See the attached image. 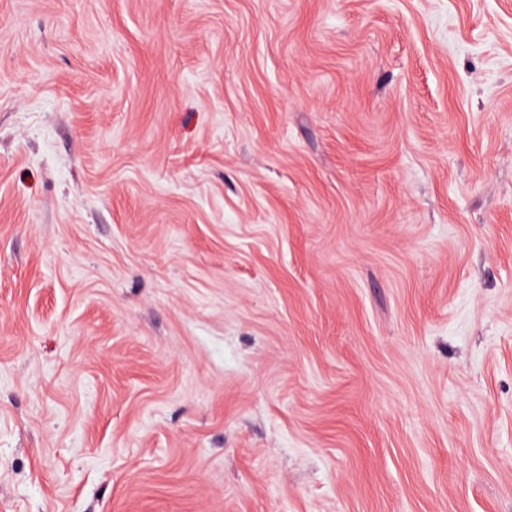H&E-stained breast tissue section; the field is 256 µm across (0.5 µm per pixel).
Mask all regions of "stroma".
<instances>
[{
    "label": "stroma",
    "instance_id": "obj_1",
    "mask_svg": "<svg viewBox=\"0 0 512 512\" xmlns=\"http://www.w3.org/2000/svg\"><path fill=\"white\" fill-rule=\"evenodd\" d=\"M0 512H512V0H0Z\"/></svg>",
    "mask_w": 512,
    "mask_h": 512
}]
</instances>
